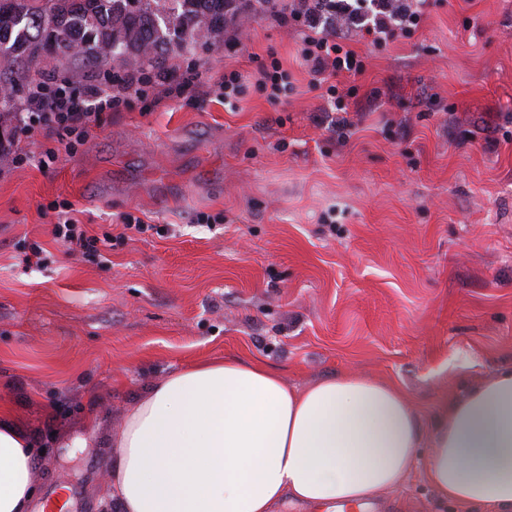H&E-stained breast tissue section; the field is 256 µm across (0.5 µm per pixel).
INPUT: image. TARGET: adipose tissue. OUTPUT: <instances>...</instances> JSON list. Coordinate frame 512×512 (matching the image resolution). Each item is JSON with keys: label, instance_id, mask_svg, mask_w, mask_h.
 <instances>
[{"label": "adipose tissue", "instance_id": "obj_1", "mask_svg": "<svg viewBox=\"0 0 512 512\" xmlns=\"http://www.w3.org/2000/svg\"><path fill=\"white\" fill-rule=\"evenodd\" d=\"M417 412L395 384L355 372L297 390L234 356L177 369L142 392L111 440L114 512H309L368 506L416 467ZM425 476L461 512H512V369L444 402ZM38 458L0 404V512H31Z\"/></svg>", "mask_w": 512, "mask_h": 512}]
</instances>
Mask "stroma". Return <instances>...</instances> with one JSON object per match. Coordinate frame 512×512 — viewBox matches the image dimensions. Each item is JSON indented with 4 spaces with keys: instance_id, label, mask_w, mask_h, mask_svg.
Listing matches in <instances>:
<instances>
[{
    "instance_id": "stroma-1",
    "label": "stroma",
    "mask_w": 512,
    "mask_h": 512,
    "mask_svg": "<svg viewBox=\"0 0 512 512\" xmlns=\"http://www.w3.org/2000/svg\"><path fill=\"white\" fill-rule=\"evenodd\" d=\"M226 36L168 70L249 76L272 51L286 100L154 88L50 170L40 133L31 161L0 162V403L35 443L38 501L64 512H103L129 405L199 358L256 359L300 388L346 371L392 381L416 407L422 463L441 403L512 367V0H431L411 38H353L366 70L339 88L384 96L351 104L345 143L298 32L255 12ZM41 67L80 90L142 65ZM66 201L111 238L104 257L54 239ZM127 212L176 234L121 238ZM32 242L44 262H26ZM366 512L459 508L419 469Z\"/></svg>"
}]
</instances>
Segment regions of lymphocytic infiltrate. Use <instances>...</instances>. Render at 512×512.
I'll list each match as a JSON object with an SVG mask.
<instances>
[{"mask_svg": "<svg viewBox=\"0 0 512 512\" xmlns=\"http://www.w3.org/2000/svg\"><path fill=\"white\" fill-rule=\"evenodd\" d=\"M429 4L430 0H293L274 11L279 25L302 33V59L312 85L326 90L328 104L337 114L335 127L341 139H349L354 133L346 113L347 100L356 96L357 89L352 86L339 91L331 79L343 73L358 75L365 69L362 57L350 48V41L358 36L380 49L397 38L411 37L421 26ZM205 83V73L195 63L177 80L142 72L114 76L112 81L90 85L77 95L64 91L51 96L32 95L18 119L14 138L17 148L11 160L16 165L26 161L24 142L43 131L57 141L56 148L45 151L39 160L42 168H50L60 153H74L77 145L85 143L90 129L104 124L107 112L142 95L145 87H164L167 96L174 99L184 90L200 88ZM290 84V73L274 57L260 63L255 80L236 71L226 73L222 84L224 102L232 104L252 86L268 91L270 100L276 102L287 98ZM73 212L69 203L57 211L54 237L68 250L100 255L97 237L78 228Z\"/></svg>", "mask_w": 512, "mask_h": 512, "instance_id": "obj_1", "label": "lymphocytic infiltrate"}]
</instances>
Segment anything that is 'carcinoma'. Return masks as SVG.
<instances>
[{"label":"carcinoma","instance_id":"cac0c4a2","mask_svg":"<svg viewBox=\"0 0 512 512\" xmlns=\"http://www.w3.org/2000/svg\"><path fill=\"white\" fill-rule=\"evenodd\" d=\"M240 0H14L0 14V116L16 111L15 92L36 83L35 66L48 56L105 65L135 55L160 68L198 44H224V18Z\"/></svg>","mask_w":512,"mask_h":512}]
</instances>
